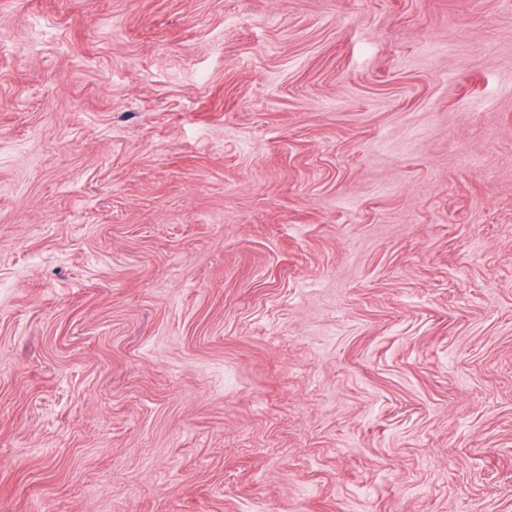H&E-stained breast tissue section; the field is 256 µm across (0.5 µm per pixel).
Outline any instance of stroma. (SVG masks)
<instances>
[{
    "mask_svg": "<svg viewBox=\"0 0 512 512\" xmlns=\"http://www.w3.org/2000/svg\"><path fill=\"white\" fill-rule=\"evenodd\" d=\"M0 512H512V0H0Z\"/></svg>",
    "mask_w": 512,
    "mask_h": 512,
    "instance_id": "35a3bbf8",
    "label": "stroma"
}]
</instances>
